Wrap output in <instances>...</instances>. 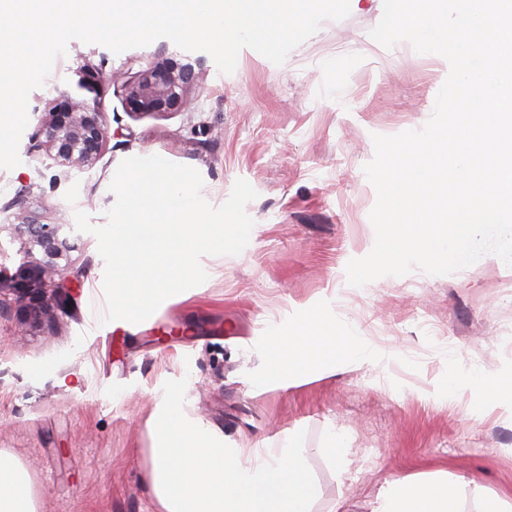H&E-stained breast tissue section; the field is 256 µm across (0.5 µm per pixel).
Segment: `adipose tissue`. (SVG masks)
<instances>
[{
    "label": "adipose tissue",
    "instance_id": "ef3b65f1",
    "mask_svg": "<svg viewBox=\"0 0 512 512\" xmlns=\"http://www.w3.org/2000/svg\"><path fill=\"white\" fill-rule=\"evenodd\" d=\"M259 350L261 383L303 381L379 358L337 324L328 299L294 310L270 329ZM154 394L146 473L154 512H311L316 485L305 449L291 436L251 448L229 443L190 411L184 381ZM452 486L447 477L427 483L399 477L378 491L372 512H457ZM0 512H40L29 466L6 450H0Z\"/></svg>",
    "mask_w": 512,
    "mask_h": 512
}]
</instances>
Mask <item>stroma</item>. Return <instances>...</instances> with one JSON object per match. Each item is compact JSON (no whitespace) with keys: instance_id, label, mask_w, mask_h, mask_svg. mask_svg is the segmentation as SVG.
I'll use <instances>...</instances> for the list:
<instances>
[{"instance_id":"35a3bbf8","label":"stroma","mask_w":512,"mask_h":512,"mask_svg":"<svg viewBox=\"0 0 512 512\" xmlns=\"http://www.w3.org/2000/svg\"><path fill=\"white\" fill-rule=\"evenodd\" d=\"M383 0H358L324 22L283 65L244 52L219 73L205 52L170 39L116 54L70 41L28 99L29 127L48 101L81 95L85 66L114 76L100 95L108 142L85 170L62 172L19 144L21 163L0 169V448L33 472L42 512H153L145 479L151 390L170 377L188 386L193 414L236 442L290 435L308 448L319 484L313 512H370L377 490L409 476L457 478L459 512H480L474 493L512 498V418L480 407L472 366L512 372V270L488 260L450 275L414 271L362 287L344 275L369 251L376 191L364 173L372 137L421 129L449 65L407 42L370 36ZM193 65L198 82L183 112L131 118L124 81L155 60ZM154 152L195 168L224 203L237 179L258 197L247 206L256 235L215 261L199 293L156 311L138 330L104 329L96 238L75 212L107 221L101 191L122 160ZM56 224L77 242L52 324L35 323L15 299L20 243L8 231L19 211ZM331 298L336 317L388 357L347 365L300 384L256 385L253 341L294 308ZM455 376L453 397L438 393ZM341 461L325 449L332 436ZM348 477H341V468Z\"/></svg>"}]
</instances>
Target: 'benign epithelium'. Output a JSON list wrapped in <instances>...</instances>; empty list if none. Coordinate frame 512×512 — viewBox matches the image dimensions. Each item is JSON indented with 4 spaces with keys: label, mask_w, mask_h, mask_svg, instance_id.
<instances>
[{
    "label": "benign epithelium",
    "mask_w": 512,
    "mask_h": 512,
    "mask_svg": "<svg viewBox=\"0 0 512 512\" xmlns=\"http://www.w3.org/2000/svg\"><path fill=\"white\" fill-rule=\"evenodd\" d=\"M197 78L193 67L175 69L164 60L151 62L134 80L126 84V104L134 116L179 112L188 107V92ZM33 147L46 151L55 164L68 172L74 168H90L102 157L107 141L105 113L99 102L64 95L51 100L45 115L31 135ZM20 250L27 261L16 276L44 294L45 302L31 308L37 322L49 316V301L62 288L66 266L60 260L77 249V244L59 236V227L41 224L30 216L19 214L13 225ZM40 257H35L34 252Z\"/></svg>",
    "instance_id": "7a95c632"
}]
</instances>
